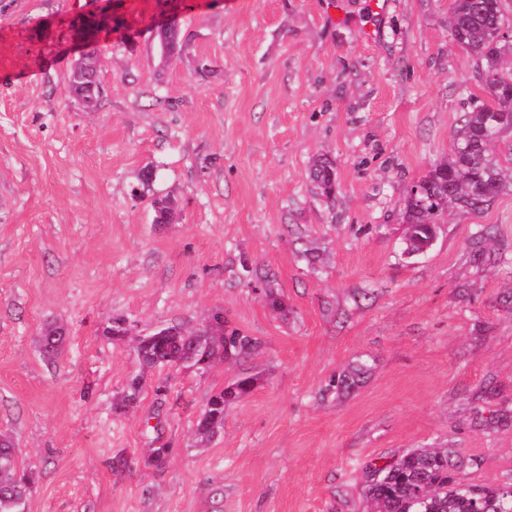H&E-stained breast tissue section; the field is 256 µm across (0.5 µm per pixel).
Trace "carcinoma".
<instances>
[{
  "mask_svg": "<svg viewBox=\"0 0 512 512\" xmlns=\"http://www.w3.org/2000/svg\"><path fill=\"white\" fill-rule=\"evenodd\" d=\"M505 21L504 0H452L448 35L480 60L489 99L460 115L448 158L420 180L422 194L407 198L408 254L431 245L445 207L480 212L512 188V145L505 158L494 154L512 133V39L495 35ZM311 178L323 195L334 194L336 176L328 159L317 160ZM171 329L178 334L152 333L139 340L137 353L143 366L164 367L189 360L196 364L212 357L216 348L233 357L257 346L253 337L238 332L217 337L205 328L185 331L174 324ZM247 383L245 379L211 395L197 421L200 437L208 438L224 426L226 404L246 392ZM168 455L167 446L154 448L146 464L160 471ZM468 464L446 449L415 448L383 467L372 468L368 496L377 512H512V497L504 496V485L472 486L457 481V473ZM30 488V476L20 470L13 442L0 441V512H24Z\"/></svg>",
  "mask_w": 512,
  "mask_h": 512,
  "instance_id": "carcinoma-1",
  "label": "carcinoma"
}]
</instances>
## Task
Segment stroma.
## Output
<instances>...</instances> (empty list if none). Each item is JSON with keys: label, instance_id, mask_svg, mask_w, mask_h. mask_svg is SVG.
Wrapping results in <instances>:
<instances>
[{"label": "stroma", "instance_id": "obj_1", "mask_svg": "<svg viewBox=\"0 0 512 512\" xmlns=\"http://www.w3.org/2000/svg\"><path fill=\"white\" fill-rule=\"evenodd\" d=\"M382 2L376 19L345 0L357 23L339 26L327 0H0V435L33 474L25 512H368L370 466L413 448L512 482V192L404 252L409 185L487 89L448 38L451 0ZM86 48L93 112L68 93ZM216 312L258 349L141 366L138 338ZM245 377L199 442L209 397ZM311 178L323 195L329 198L334 194L336 176L331 162L327 158L317 160L312 167Z\"/></svg>", "mask_w": 512, "mask_h": 512}]
</instances>
